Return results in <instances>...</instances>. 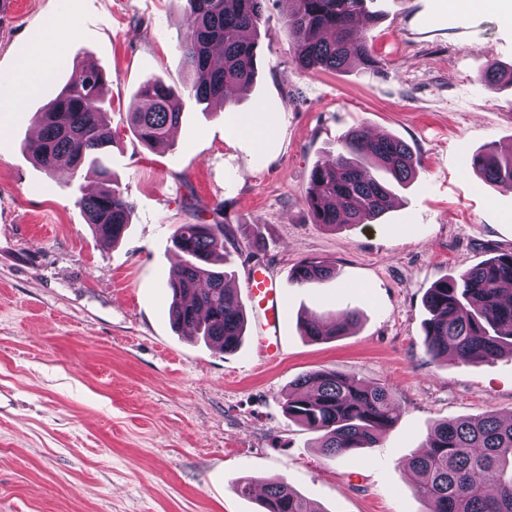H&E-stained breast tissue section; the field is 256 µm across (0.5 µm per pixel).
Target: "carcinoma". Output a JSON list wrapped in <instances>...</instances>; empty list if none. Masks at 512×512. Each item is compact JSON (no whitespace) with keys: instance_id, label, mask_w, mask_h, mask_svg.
I'll use <instances>...</instances> for the list:
<instances>
[{"instance_id":"obj_1","label":"carcinoma","mask_w":512,"mask_h":512,"mask_svg":"<svg viewBox=\"0 0 512 512\" xmlns=\"http://www.w3.org/2000/svg\"><path fill=\"white\" fill-rule=\"evenodd\" d=\"M268 0H185L184 63L192 72L189 85L161 79L144 82L138 96L146 106L129 113L136 138L146 146L167 140L182 117L185 98L224 106L228 93L250 86L257 76L258 31ZM286 26L293 38L299 69L338 71L352 61L372 69L371 44L358 29L365 0H289ZM488 84L512 86V70L496 63L482 67ZM107 76L95 68H73L66 84L50 95L36 114L40 136L28 145L46 172L64 169L75 176L97 175L103 188L84 194L79 204L100 238L116 242L131 221L133 206L124 196L104 158L112 144L103 93ZM342 151L328 165L312 169L304 204L316 224H370L395 202L392 184L414 177L418 160L410 147L393 136H373L365 128L347 131ZM472 171L484 182L512 190V152L496 147L473 156ZM379 169L392 182L372 173ZM226 226L179 224L171 241L180 262L168 282L170 315L184 336H201L220 350L239 347L246 314L237 296L225 287ZM335 269L321 262L299 265L291 275L298 286L327 281ZM512 252L493 256L458 277L428 289L423 306L426 352L435 360L464 364L490 362L512 354ZM358 320L345 311L325 324L306 321L305 335L326 340L345 334ZM283 411L288 418L318 434L323 455L331 460L380 446L396 423L400 407L388 389L368 385L334 371L315 370L300 376ZM408 466L414 470V492L427 512H512V418L490 412L456 422H440L428 434L422 451ZM258 497L263 512H320L315 503L284 479L262 481Z\"/></svg>"}]
</instances>
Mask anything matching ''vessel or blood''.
<instances>
[{
	"instance_id": "vessel-or-blood-1",
	"label": "vessel or blood",
	"mask_w": 512,
	"mask_h": 512,
	"mask_svg": "<svg viewBox=\"0 0 512 512\" xmlns=\"http://www.w3.org/2000/svg\"><path fill=\"white\" fill-rule=\"evenodd\" d=\"M248 286L252 310L260 326L257 350L264 359L276 360L282 354L281 330L288 317L283 290L260 265L254 267L249 275Z\"/></svg>"
}]
</instances>
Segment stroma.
<instances>
[{
  "label": "stroma",
  "instance_id": "obj_1",
  "mask_svg": "<svg viewBox=\"0 0 512 512\" xmlns=\"http://www.w3.org/2000/svg\"><path fill=\"white\" fill-rule=\"evenodd\" d=\"M287 10L270 0L254 85L222 109L186 100L170 144L155 149L128 114L145 80L192 79L184 0H11L0 12V92L48 30L64 46L54 88L76 66L105 72L106 163L133 205L118 243L97 237L78 203L95 177L48 174L23 148L47 97L0 112V512H261L235 492L241 477L286 478L321 512H426L404 464L433 426L512 415L511 357L435 360L422 332L429 288L512 251V190L470 167L486 145L512 148V87L479 77L485 63L512 65V19L494 2L367 0L377 68L306 73ZM246 116L268 120L263 147L238 136ZM359 126L408 143L416 175L376 223H313L309 175ZM218 220L239 298L255 264L284 290L275 362L258 354L254 323L225 353L170 321V237ZM306 261L335 278L292 284ZM346 310L358 315L346 334L304 336L303 320ZM319 369L390 389L401 413L380 447L331 460L288 419L293 381Z\"/></svg>",
  "mask_w": 512,
  "mask_h": 512
}]
</instances>
